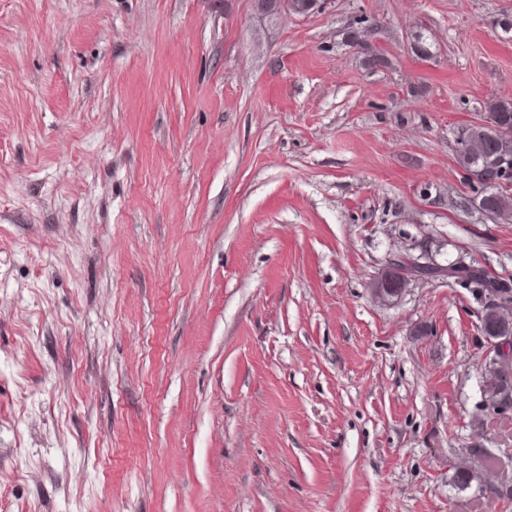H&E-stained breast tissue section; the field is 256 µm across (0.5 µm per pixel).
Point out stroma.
Returning a JSON list of instances; mask_svg holds the SVG:
<instances>
[{"label":"stroma","mask_w":512,"mask_h":512,"mask_svg":"<svg viewBox=\"0 0 512 512\" xmlns=\"http://www.w3.org/2000/svg\"><path fill=\"white\" fill-rule=\"evenodd\" d=\"M506 98L512 0H0V512H512L451 483L512 474L479 303L372 293L512 274L455 158ZM410 252H400V253H394L389 255V257L386 260V264L382 269L392 270L395 267L396 263H401V259L405 258V254ZM411 255H414L410 253ZM413 259H410L412 261V265L409 269H407L406 272H402L401 278H400V294L403 293L407 285H409L413 281H421V282H432L439 279L434 278H426L421 273L422 271L428 269V268H435L440 266V263H438L435 258L433 257V254L426 248L421 247L420 252L417 255H414Z\"/></svg>","instance_id":"1"}]
</instances>
